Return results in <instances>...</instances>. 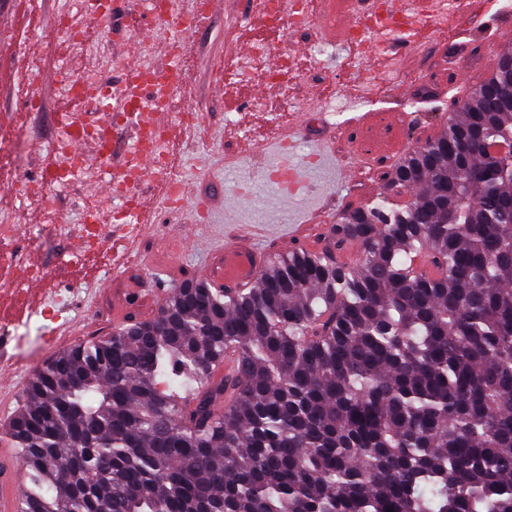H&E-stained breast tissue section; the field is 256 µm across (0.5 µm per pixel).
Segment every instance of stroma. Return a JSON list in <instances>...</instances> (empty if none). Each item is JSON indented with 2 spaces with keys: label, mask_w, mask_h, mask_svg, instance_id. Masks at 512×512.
I'll return each instance as SVG.
<instances>
[{
  "label": "stroma",
  "mask_w": 512,
  "mask_h": 512,
  "mask_svg": "<svg viewBox=\"0 0 512 512\" xmlns=\"http://www.w3.org/2000/svg\"><path fill=\"white\" fill-rule=\"evenodd\" d=\"M251 8V0H223L210 25L188 39L187 82L177 101L195 104L204 114V128L192 139V151L177 142L173 153L184 183L191 188L190 196L180 209L155 210L152 223L142 226L124 263L113 264L111 250L104 249L91 261L74 264L70 250L80 235L83 210L96 198L92 187L100 172L88 170L86 178L57 189L53 206L68 229L43 236L44 216L30 198L41 191L39 173L59 134L54 116L70 102L59 83L48 81L47 75L63 66L78 77L93 74L104 83H119L123 49L108 38L75 46L60 32L45 31L44 20L53 16L65 15L72 24H84L79 0H0V224L19 228L17 240L5 246L16 254V261L0 263V290L11 296L0 307V323L12 325L17 334L16 342L0 347V362L9 366L13 376L1 392L9 411L22 406L29 378L55 354L49 344L55 317L88 320V328L80 335L84 342L109 334L117 309H124L128 321L153 316L158 310L156 303L130 299L132 282L139 280L149 287L162 283L172 289L198 279L209 260L197 246L199 239L221 243L242 235L266 246L287 236L319 197L332 202L324 217L332 225L340 223L346 212L389 195L391 166L356 168L353 146L339 136L337 123L367 108L413 111L419 122L404 131L413 145L439 136L448 108L440 102L410 104L406 93L414 76L423 74L432 82L445 79L448 69L440 65L441 56L462 53L469 41L486 44L483 68L491 70L503 49L498 29L506 16H512V7H505L504 0H489L484 25L454 28L443 52L430 50L421 57L388 63L367 59L362 51L344 46L314 75L310 51L320 41L316 29L287 33L249 27L244 15ZM242 40L294 53L296 76L287 95L270 93L259 101L254 97L257 79H224V72L240 62L234 45ZM31 87L43 94L41 111L25 107ZM281 111L289 117L285 139L297 148L293 162L305 185L286 204L269 178L285 140L271 134ZM228 154L235 157L234 165H225ZM237 183L246 184L247 189L236 204L226 205ZM29 257L47 270L41 280L46 301L35 307L16 287L17 273ZM67 282L78 290L69 301L61 298Z\"/></svg>",
  "instance_id": "1"
}]
</instances>
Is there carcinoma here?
<instances>
[{
    "mask_svg": "<svg viewBox=\"0 0 512 512\" xmlns=\"http://www.w3.org/2000/svg\"><path fill=\"white\" fill-rule=\"evenodd\" d=\"M511 58L395 169L405 208L33 374L17 512H512Z\"/></svg>",
    "mask_w": 512,
    "mask_h": 512,
    "instance_id": "carcinoma-1",
    "label": "carcinoma"
}]
</instances>
